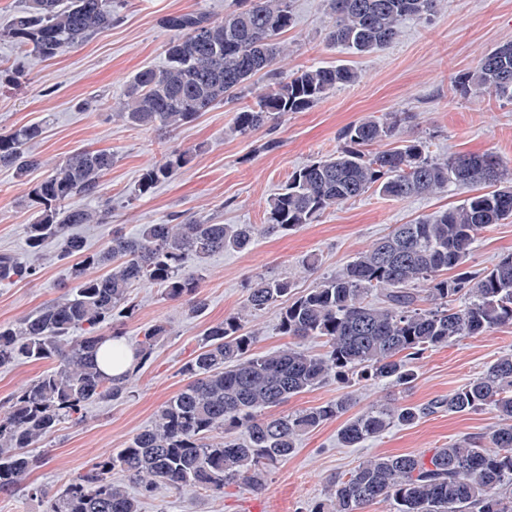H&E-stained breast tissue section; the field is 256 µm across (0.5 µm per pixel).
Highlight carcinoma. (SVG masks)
<instances>
[{
	"label": "carcinoma",
	"instance_id": "1",
	"mask_svg": "<svg viewBox=\"0 0 512 512\" xmlns=\"http://www.w3.org/2000/svg\"><path fill=\"white\" fill-rule=\"evenodd\" d=\"M327 2L328 44L363 54L393 43L407 19L431 14L437 0ZM291 3L241 0L240 8L221 18L200 10L168 16L164 25L173 35L166 44L167 64L137 72L114 103L113 116L132 128L173 131L215 102L238 97L285 56L279 35L294 25ZM118 5V0H26L4 36L35 59L50 60L111 26ZM358 78L345 65L281 71L256 105L236 113L234 130L248 135L290 112H304ZM457 88L512 101V42L484 55ZM404 123L402 113L390 112L345 127L336 152L291 173L268 202L260 227L165 220L142 224L133 236L115 230L106 249L89 252L69 228L109 218L110 208L94 209L85 200L101 195L112 153L77 149L35 184L28 193L36 215L25 225L27 256L0 253V283L33 276L31 258L49 240L59 259L80 261L61 296L16 322L0 323V367L20 360L52 364L0 408V493L13 492L42 465L44 457L33 449L61 422H80L87 405L123 398L168 336L166 324L149 325L133 345L137 363L130 374L116 378L100 370L99 348L124 338L123 325L135 314L131 289L150 285L167 299L184 301L188 316H200L206 304L196 296L198 276L185 270L187 256L246 251L260 234L311 224L327 208L370 190L401 199L486 187L452 208L397 225L338 273L289 301L279 320V332L294 340L288 347L253 352L257 333L246 330L239 313L210 325L184 365L187 384L161 407L156 424L69 479L47 500L45 512H141L143 500L161 484L207 496H222L230 486L260 490L269 469L296 452L301 435L345 415L353 402L344 395L293 414L269 409L329 380L347 383L356 377L405 388L414 380L412 361L426 351L511 325L512 253L479 275L467 271L466 262L481 229L512 219V167L491 152L434 156L427 142L401 136ZM43 134L40 123L0 134V167L26 180L40 165L28 145ZM381 142L392 147L367 151ZM192 161L189 149L169 151L143 171L137 196ZM292 288L287 279L259 276L248 288L245 308L275 304ZM308 339L323 340L326 351L304 349L301 342ZM485 406L495 407L505 424L484 437L456 440L428 460L412 454L371 457L335 481L330 498L310 512H362L379 498L392 501L396 512H512L511 353L426 408H371L348 419L340 439L355 447L433 409L469 413ZM114 471L124 473L136 493L112 481Z\"/></svg>",
	"mask_w": 512,
	"mask_h": 512
}]
</instances>
